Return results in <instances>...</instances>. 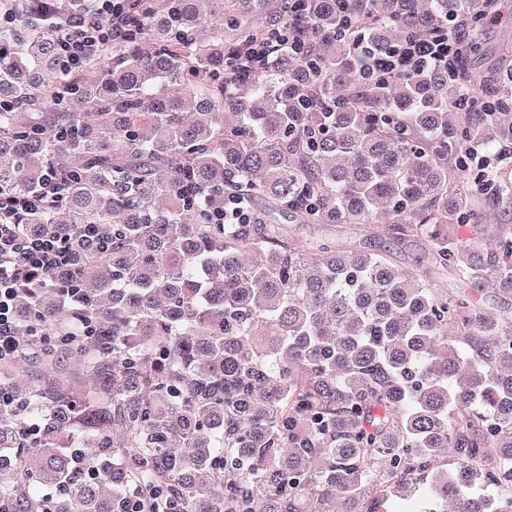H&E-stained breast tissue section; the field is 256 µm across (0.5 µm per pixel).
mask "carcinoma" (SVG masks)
<instances>
[{
  "label": "carcinoma",
  "mask_w": 512,
  "mask_h": 512,
  "mask_svg": "<svg viewBox=\"0 0 512 512\" xmlns=\"http://www.w3.org/2000/svg\"><path fill=\"white\" fill-rule=\"evenodd\" d=\"M510 23L505 0H129L75 76L53 31L0 28V194L55 183L14 222L68 255L0 360V512H512V315L475 298L512 294V41L485 43ZM417 39L448 62L379 70ZM241 198L250 223L219 220ZM485 210L510 219L491 241ZM293 233L304 237L336 239V244L347 250L372 245L374 249H390L395 254V266L401 270L415 269V255L421 251V246H397L389 238L367 236L362 226L353 227L341 224L298 225L283 224ZM406 247V248H405Z\"/></svg>",
  "instance_id": "obj_1"
}]
</instances>
